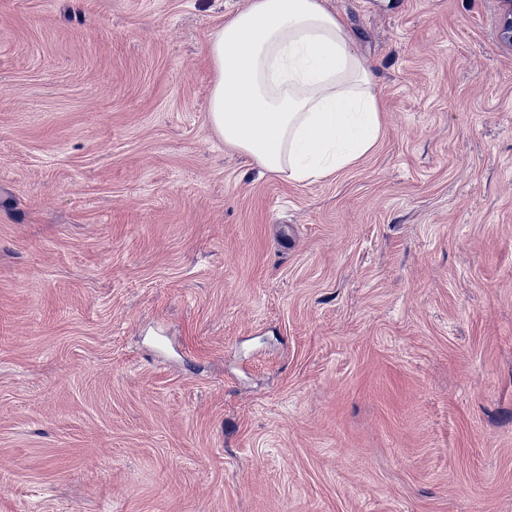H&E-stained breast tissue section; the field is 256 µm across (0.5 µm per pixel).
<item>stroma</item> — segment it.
<instances>
[{
  "label": "stroma",
  "instance_id": "stroma-1",
  "mask_svg": "<svg viewBox=\"0 0 512 512\" xmlns=\"http://www.w3.org/2000/svg\"><path fill=\"white\" fill-rule=\"evenodd\" d=\"M250 0H0V512H512L501 0H325L381 136L224 145Z\"/></svg>",
  "mask_w": 512,
  "mask_h": 512
}]
</instances>
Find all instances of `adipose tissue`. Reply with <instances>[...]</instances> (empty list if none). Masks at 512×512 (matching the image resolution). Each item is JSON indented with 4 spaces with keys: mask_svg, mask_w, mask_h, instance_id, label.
<instances>
[{
    "mask_svg": "<svg viewBox=\"0 0 512 512\" xmlns=\"http://www.w3.org/2000/svg\"><path fill=\"white\" fill-rule=\"evenodd\" d=\"M353 44L322 0H251L207 48L213 129L298 183L351 166L381 133L373 75Z\"/></svg>",
    "mask_w": 512,
    "mask_h": 512,
    "instance_id": "ef3b65f1",
    "label": "adipose tissue"
}]
</instances>
